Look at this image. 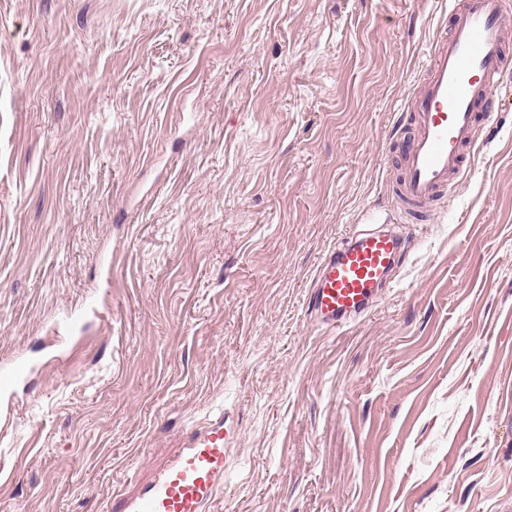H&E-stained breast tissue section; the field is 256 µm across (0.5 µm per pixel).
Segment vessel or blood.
I'll use <instances>...</instances> for the list:
<instances>
[{
    "mask_svg": "<svg viewBox=\"0 0 512 512\" xmlns=\"http://www.w3.org/2000/svg\"><path fill=\"white\" fill-rule=\"evenodd\" d=\"M511 36L504 0H461L445 35L432 41L417 89L403 106L413 127L395 140L398 195L413 218L440 208L456 187L477 132L496 112L512 66L505 52ZM402 243L396 234L368 232L337 246L317 267L309 293V308L321 324L335 329L364 317L390 282ZM233 431L223 412L190 429L155 479L124 499V512H208L224 482Z\"/></svg>",
    "mask_w": 512,
    "mask_h": 512,
    "instance_id": "1",
    "label": "vessel or blood"
}]
</instances>
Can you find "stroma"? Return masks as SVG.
<instances>
[{"label": "stroma", "mask_w": 512, "mask_h": 512, "mask_svg": "<svg viewBox=\"0 0 512 512\" xmlns=\"http://www.w3.org/2000/svg\"><path fill=\"white\" fill-rule=\"evenodd\" d=\"M445 0H0V512H120L226 410L210 512H512V97L388 226ZM394 228L363 318L318 264ZM402 243L398 234L368 232L337 246L316 268L311 313L331 329L364 317L390 282Z\"/></svg>", "instance_id": "obj_1"}]
</instances>
